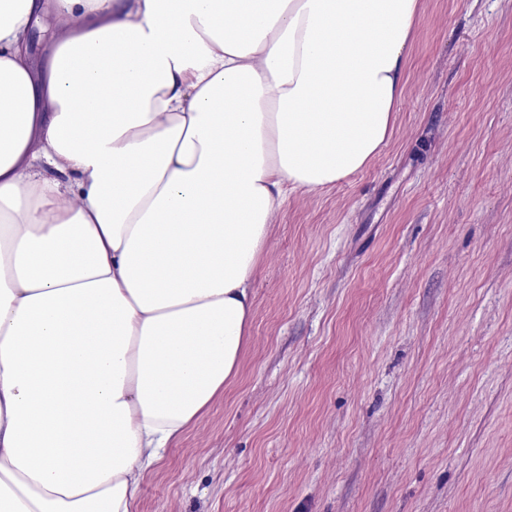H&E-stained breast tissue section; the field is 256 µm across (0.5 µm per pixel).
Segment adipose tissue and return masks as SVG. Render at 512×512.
Returning <instances> with one entry per match:
<instances>
[{
  "label": "adipose tissue",
  "mask_w": 512,
  "mask_h": 512,
  "mask_svg": "<svg viewBox=\"0 0 512 512\" xmlns=\"http://www.w3.org/2000/svg\"><path fill=\"white\" fill-rule=\"evenodd\" d=\"M420 9L0 0V512H133L239 373L274 213L389 140Z\"/></svg>",
  "instance_id": "adipose-tissue-1"
}]
</instances>
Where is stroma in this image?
I'll use <instances>...</instances> for the list:
<instances>
[{
    "label": "stroma",
    "mask_w": 512,
    "mask_h": 512,
    "mask_svg": "<svg viewBox=\"0 0 512 512\" xmlns=\"http://www.w3.org/2000/svg\"><path fill=\"white\" fill-rule=\"evenodd\" d=\"M405 81L278 210L240 371L135 512H512V0H422Z\"/></svg>",
    "instance_id": "1"
}]
</instances>
